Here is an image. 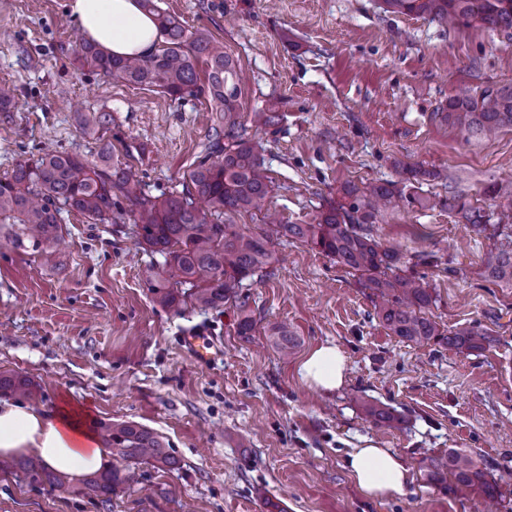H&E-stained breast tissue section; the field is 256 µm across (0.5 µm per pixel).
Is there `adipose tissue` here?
<instances>
[{"label":"adipose tissue","instance_id":"ef3b65f1","mask_svg":"<svg viewBox=\"0 0 512 512\" xmlns=\"http://www.w3.org/2000/svg\"><path fill=\"white\" fill-rule=\"evenodd\" d=\"M67 8L79 34L111 55L140 56L157 42L154 18L140 0H68ZM346 370V357L333 343L315 348L299 366L305 382L325 391L342 386ZM20 453L36 454L50 469L73 476L99 469L104 458L78 414L0 404V458ZM346 465L359 490L373 499L405 494L410 483L403 461L373 443L354 449Z\"/></svg>","mask_w":512,"mask_h":512}]
</instances>
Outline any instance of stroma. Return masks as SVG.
<instances>
[{
	"mask_svg": "<svg viewBox=\"0 0 512 512\" xmlns=\"http://www.w3.org/2000/svg\"><path fill=\"white\" fill-rule=\"evenodd\" d=\"M209 32L241 70L239 119L277 104L282 119L254 132L272 179L268 205L282 223L308 222L344 183L397 179L395 162L447 173L424 183L427 206L404 205L374 233L417 264L437 297L429 309L455 329L497 336L480 352L393 336L359 277L318 249L272 242L275 260L242 292L256 322L237 336L241 312L162 307L149 288L164 259L140 245L128 219L91 224L62 212L51 258L29 239L0 245V372L37 383L32 407L66 406L83 419L135 422L169 444L174 468L140 466L110 504L0 475V512H512V288L484 279L488 242L442 198L454 193L498 211L484 191L512 176V128L466 139L436 120L449 98L512 81V32L451 29L383 11L381 0H158ZM80 40L66 0H0V81L17 105L0 112V179L45 146L93 157L75 109L112 114L105 134L144 190H181L207 155L214 114L205 97L172 100L116 82L76 62ZM288 324L298 348L281 359L270 329ZM207 332L215 360L195 362L185 331ZM347 358L344 385L304 383L300 362L321 344ZM383 405L379 427L363 402ZM391 449L412 478L385 500L363 495L345 462L366 442ZM473 453L499 482L488 499L452 482H428L420 462L449 449Z\"/></svg>",
	"mask_w": 512,
	"mask_h": 512,
	"instance_id": "35a3bbf8",
	"label": "stroma"
}]
</instances>
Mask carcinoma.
<instances>
[{"instance_id": "obj_1", "label": "carcinoma", "mask_w": 512, "mask_h": 512, "mask_svg": "<svg viewBox=\"0 0 512 512\" xmlns=\"http://www.w3.org/2000/svg\"><path fill=\"white\" fill-rule=\"evenodd\" d=\"M142 6L155 16L157 43L149 54L121 58L107 54L88 41L79 42L77 58L99 74L135 86L157 88L178 99L207 96L212 111L219 114L209 134L208 156L192 169L183 189L168 195L145 192L127 166L112 159L102 147L90 160L78 154L47 149L35 160L15 165L10 177L0 179V224L18 227L15 238L26 236L45 246V256L62 237V210L75 211L93 223L112 219L119 200L128 202L129 219L138 228L141 242L165 258L167 269L149 279L157 301L175 312L187 302L202 309L219 310L232 302L242 308L243 281L272 264V239L299 240L331 256L360 274L359 283L376 299V315L392 333L416 344L439 343L459 351H479L497 339L481 328L445 329L427 314L436 296L425 277L399 267L400 258L374 235L378 218L397 211L405 199L399 182L377 179L359 187L347 183L341 200L321 206L309 224H283L265 213L271 178L257 142L246 124L238 120L240 76L234 60L224 52V43L209 33L186 28L177 18L161 11L154 0ZM389 13L415 15L450 28L474 23L491 31L512 30V0H383ZM204 64L200 81L198 64ZM15 86L0 83V112L15 106ZM434 116L448 122L469 138L489 139L505 127L512 128V82L494 83L473 95L448 99V111ZM279 116L274 105L254 113L258 127L274 126ZM80 132L102 140L112 118L101 110L76 113ZM405 181L420 184L439 179V171L399 163ZM486 193L512 201V178L491 183ZM264 213L267 229L260 232L224 223V217L240 212ZM448 211L462 216L477 234L488 241L481 259L486 278L512 286V212L498 218L474 206L464 197L448 196ZM278 354L286 358L297 347L288 325L271 329ZM0 393L33 398L35 385L23 376L0 374ZM376 424L388 423L394 415L375 404L364 407ZM104 445L122 466H108L87 474L79 492L107 502L112 492L135 478L142 464L164 470L176 464L168 445L157 433L132 422L99 424ZM22 472L32 482L63 487L68 476L49 469L42 460L0 459V473ZM429 481L456 484L479 490L489 498L498 493L497 481L470 454L455 449L448 457L424 463Z\"/></svg>"}]
</instances>
